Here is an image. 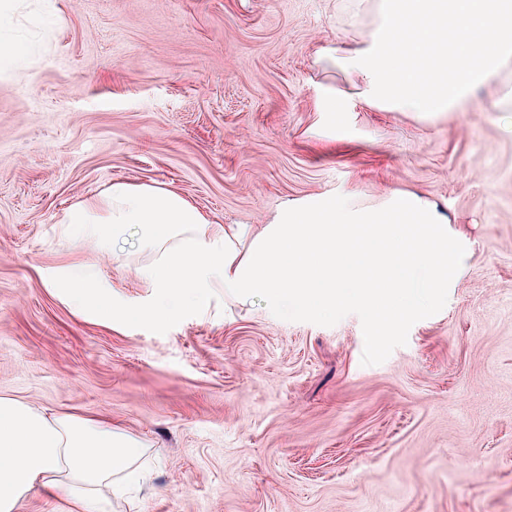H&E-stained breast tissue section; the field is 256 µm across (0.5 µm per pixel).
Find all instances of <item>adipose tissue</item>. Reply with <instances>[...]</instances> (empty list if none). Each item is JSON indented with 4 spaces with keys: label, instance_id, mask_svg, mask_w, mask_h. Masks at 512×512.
<instances>
[{
    "label": "adipose tissue",
    "instance_id": "1",
    "mask_svg": "<svg viewBox=\"0 0 512 512\" xmlns=\"http://www.w3.org/2000/svg\"><path fill=\"white\" fill-rule=\"evenodd\" d=\"M21 0H0V74L19 72L28 46L13 34ZM364 46L337 60L346 89L332 96L372 108L433 118L464 111L476 91L512 62V0H378ZM63 223L117 244L141 232L151 260L143 274L159 295L161 320L204 309L213 289L245 299L263 293L316 312L361 304L378 330L430 304L415 277L447 287L453 272L448 227L436 208L401 192L366 207L348 199L284 207L272 224H214L186 198L157 186L115 181L71 206ZM149 450L102 420L50 415L0 396V512H19L34 491L55 512H112L140 476Z\"/></svg>",
    "mask_w": 512,
    "mask_h": 512
}]
</instances>
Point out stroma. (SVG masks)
<instances>
[{"label":"stroma","instance_id":"1","mask_svg":"<svg viewBox=\"0 0 512 512\" xmlns=\"http://www.w3.org/2000/svg\"><path fill=\"white\" fill-rule=\"evenodd\" d=\"M51 5L57 22L32 12ZM375 0H25L31 69L0 77V395L106 420L151 448L122 512H512V63L433 120L325 100ZM215 224L284 202L411 192L448 219L459 271L373 336L362 306L304 313L214 289L132 325L61 291L149 309L150 257L62 232L112 181ZM71 286L68 289V301L75 308L82 309L87 295L93 288L94 281L90 273L82 266H74L71 269Z\"/></svg>","mask_w":512,"mask_h":512}]
</instances>
